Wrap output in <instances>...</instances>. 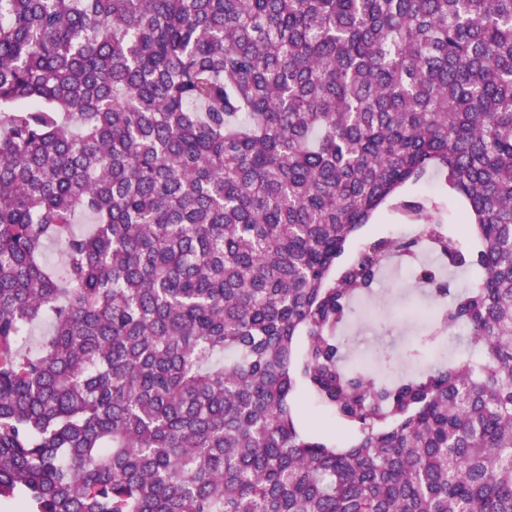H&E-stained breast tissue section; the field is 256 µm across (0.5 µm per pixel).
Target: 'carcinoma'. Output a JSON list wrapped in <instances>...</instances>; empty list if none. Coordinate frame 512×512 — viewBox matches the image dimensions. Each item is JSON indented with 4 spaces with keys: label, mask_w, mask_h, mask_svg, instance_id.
<instances>
[{
    "label": "carcinoma",
    "mask_w": 512,
    "mask_h": 512,
    "mask_svg": "<svg viewBox=\"0 0 512 512\" xmlns=\"http://www.w3.org/2000/svg\"><path fill=\"white\" fill-rule=\"evenodd\" d=\"M424 250L474 286L423 344L481 357L348 368ZM1 503L512 512V0H0ZM371 223L367 224L354 236L351 244L339 261L340 265L343 266L352 261L362 249L368 247L382 236L397 237V233H400L402 237H409L417 231L415 224L407 223L396 212L391 213L386 208L380 210ZM304 415L309 424L325 426L329 428L335 435H343L345 433L344 427L336 423L329 416L328 412L319 405L314 399L303 398L301 401Z\"/></svg>",
    "instance_id": "cac0c4a2"
}]
</instances>
